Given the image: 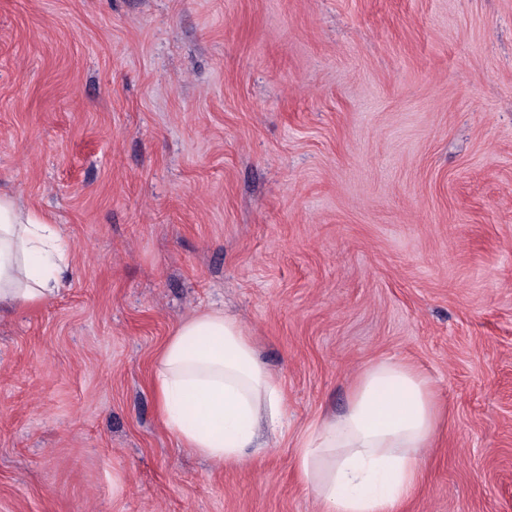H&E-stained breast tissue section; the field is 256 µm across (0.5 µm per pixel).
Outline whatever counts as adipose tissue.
<instances>
[{
    "label": "adipose tissue",
    "mask_w": 512,
    "mask_h": 512,
    "mask_svg": "<svg viewBox=\"0 0 512 512\" xmlns=\"http://www.w3.org/2000/svg\"><path fill=\"white\" fill-rule=\"evenodd\" d=\"M71 249L40 212L0 194V317L54 299ZM152 388L177 440L221 465L264 455L286 431L280 377L260 359L248 328L221 309L177 327L157 355ZM441 422L431 381L410 363L368 364L347 408L309 427L297 449V475L323 512H401Z\"/></svg>",
    "instance_id": "adipose-tissue-1"
}]
</instances>
